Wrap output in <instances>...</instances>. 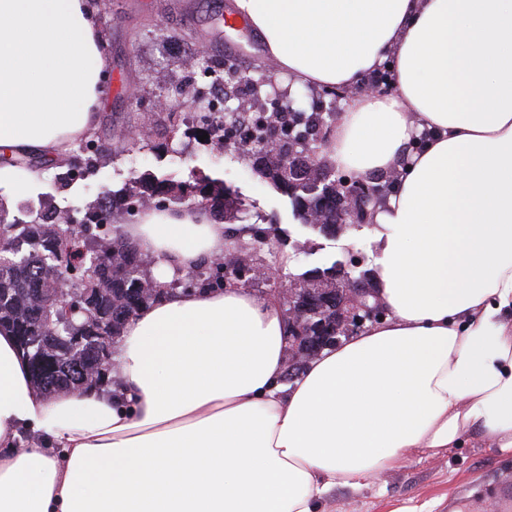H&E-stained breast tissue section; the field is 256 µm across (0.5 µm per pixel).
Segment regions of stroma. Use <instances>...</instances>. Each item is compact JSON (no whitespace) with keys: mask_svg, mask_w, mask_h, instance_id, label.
Listing matches in <instances>:
<instances>
[{"mask_svg":"<svg viewBox=\"0 0 512 512\" xmlns=\"http://www.w3.org/2000/svg\"><path fill=\"white\" fill-rule=\"evenodd\" d=\"M110 59L103 84L104 105L93 140L103 154L94 175L70 181L67 171L78 156L35 164V193L15 198L13 214L26 221H51L55 213L84 210L108 192L127 188L133 174L152 173L172 183H191L195 175L222 178L237 192L236 221L273 229L281 248L294 258V274L352 255L362 268L373 267V223L350 229L355 244L338 249L336 240L296 220L288 197L255 171L252 160L234 145L217 148L197 133L172 137L171 118L195 111L197 93L187 58L208 49L223 62L265 79L268 95L289 94L304 112H342L345 97L331 89L292 88L288 76L268 57L260 37L244 24L221 33L210 14L234 10V0H97ZM512 500V451L467 443L430 453L418 452L357 489L336 487L320 501L319 512H452L457 501L468 512H482L488 500Z\"/></svg>","mask_w":512,"mask_h":512,"instance_id":"35a3bbf8","label":"stroma"}]
</instances>
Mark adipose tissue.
Segmentation results:
<instances>
[{"instance_id": "obj_1", "label": "adipose tissue", "mask_w": 512, "mask_h": 512, "mask_svg": "<svg viewBox=\"0 0 512 512\" xmlns=\"http://www.w3.org/2000/svg\"><path fill=\"white\" fill-rule=\"evenodd\" d=\"M235 6L294 83L392 63L395 93L351 98L327 148L398 172L374 229L388 316L289 380L277 297L179 291L125 323L111 383L51 398L0 328V512H318L418 451H512V0ZM107 65L94 0H0V187L35 190L22 158L95 128ZM124 235L166 282L250 230L152 209Z\"/></svg>"}]
</instances>
